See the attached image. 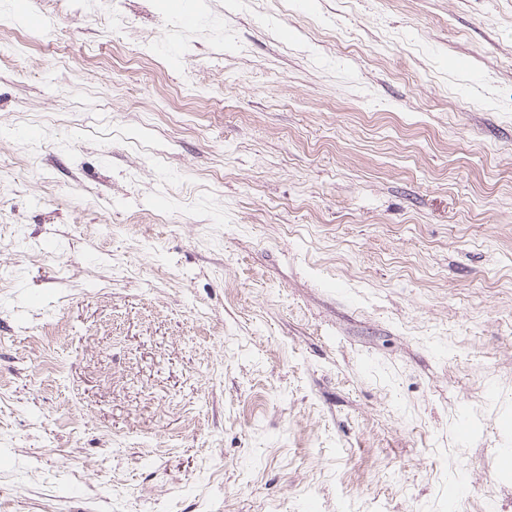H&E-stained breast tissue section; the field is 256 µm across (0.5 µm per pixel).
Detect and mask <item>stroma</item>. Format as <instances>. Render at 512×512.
I'll return each mask as SVG.
<instances>
[{"label":"stroma","instance_id":"obj_1","mask_svg":"<svg viewBox=\"0 0 512 512\" xmlns=\"http://www.w3.org/2000/svg\"><path fill=\"white\" fill-rule=\"evenodd\" d=\"M505 448L512 0H0V512H512Z\"/></svg>","mask_w":512,"mask_h":512}]
</instances>
